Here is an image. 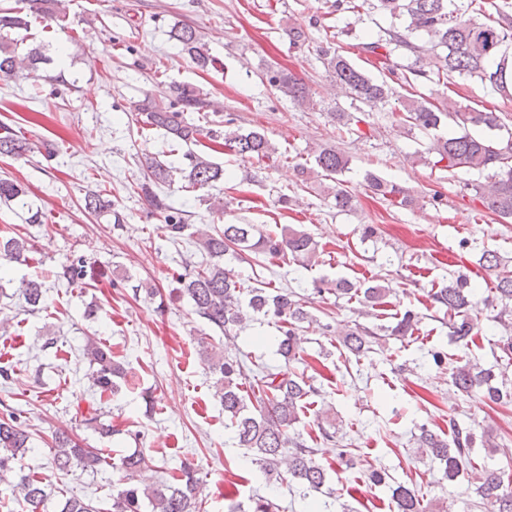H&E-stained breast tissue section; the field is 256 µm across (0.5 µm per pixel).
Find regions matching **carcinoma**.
<instances>
[{"label": "carcinoma", "instance_id": "cac0c4a2", "mask_svg": "<svg viewBox=\"0 0 512 512\" xmlns=\"http://www.w3.org/2000/svg\"><path fill=\"white\" fill-rule=\"evenodd\" d=\"M26 11L19 8L0 9V81L29 80L39 77V65L46 63L45 46L41 43L19 54L10 33L26 29L28 17L53 20L67 27L66 12L61 0H26ZM338 11L362 10L371 15L404 21V26H378L376 36L364 44L366 53L389 59L393 52L404 49L414 56L407 72L417 79L441 84L458 76L477 77L503 98H512V0H336ZM421 37L417 44L414 38ZM179 53L199 70L206 71L214 59L204 47L198 30L183 21H176L169 31ZM329 76L345 88L353 101L369 110L388 105L393 89L384 82H376L351 63L342 50L327 45L319 49ZM268 83L295 105L306 108L313 104L312 93L306 83L283 70L266 72ZM403 120L410 127L429 135L425 152L418 160L434 166L445 162L451 169L489 171L488 181L472 185L474 199L490 214L512 218V129L501 123L499 115L491 110L462 108L448 98L435 105L423 98L400 101ZM208 102L200 91L190 85L170 88V97L146 96L135 105V111L144 116V123L165 131L178 144H196L202 139L227 147L243 158H268L276 153L264 130H242L232 127L227 120L224 131L207 130L187 118L189 112H202ZM453 122L460 132L448 137L431 135L440 126ZM478 128L474 135L470 129ZM35 152L54 156L45 142L20 138L7 131L0 132V155L23 158ZM142 166L147 180L138 185L150 203L153 212L163 216L168 238L176 240L186 230L182 210L164 201L153 187L170 185L175 176L185 182L183 188L193 191L211 189L224 181V168L217 163L187 150L181 157L165 159L147 154ZM349 170V159L335 149L321 147L314 151V166L298 167L302 183L314 178L331 182L323 191L331 195L336 208L349 210L354 197L340 176ZM376 195L400 200L409 205L412 198L406 189L385 181L371 173L365 177ZM0 203L26 213L28 224L44 223L45 212L33 206L27 198L24 185L9 179H0ZM84 209L115 224L124 222V216L115 206L110 194L103 188L89 189L84 196ZM198 250L206 260L175 277L181 295L192 303L193 311L212 328L224 333L227 342L236 331L248 323L273 318L280 323L277 352L285 362L297 360L304 351L303 325L313 321L308 297L296 291L269 286L244 288L247 276L231 261L243 263L247 255L280 258L301 265L318 258V244L310 233L291 226L280 231H261L254 224H225L201 235ZM32 250L29 240L12 236L0 240V262H24ZM87 275L84 261L77 259L62 266L61 277L72 282ZM336 297L358 298L372 310L386 304L393 294L387 285L363 287L341 278L331 287L322 280H314L311 290L322 294L326 290ZM17 293L30 311L44 307L45 289L37 279L20 282ZM434 305L448 315V337L452 344L465 351L474 343L471 313L479 305L496 310L492 320L504 335L492 352L495 364L486 366L478 359H460L449 368L452 386L462 396L479 395L494 404L512 403V381L503 369V358L512 360V274L498 276L492 296L479 297L478 289L468 276L457 274L448 284L431 295ZM420 320L419 313L407 309L397 317L393 326L385 329L391 336H411ZM343 347L356 357L384 348L385 336L360 323L341 330ZM198 354L208 369L217 376L216 395L224 406V415L230 422L239 447L246 449L252 461L260 466L279 485H297L304 492L319 491L326 483V469L316 459L315 449L297 432L300 412L311 396H321L320 388L309 379L289 369L266 372L255 383L252 394L243 391L246 365L230 356H224L217 347L202 338ZM84 357L91 369L92 385L101 391L115 393L119 380L125 377L124 365L112 356V349L101 340L90 337L84 346ZM321 437L326 441L336 438V427L328 412L316 414ZM449 432H439L427 425L419 427L414 437L417 452L435 460L443 470V478L450 482L461 475H475L477 500L472 506L485 512H512V489L505 486V472L496 469L476 471L473 452L479 443L490 456H509L507 445L498 441L491 430L476 434L475 427L451 419ZM32 450L31 435L18 417L10 412L0 417V482L12 486L22 497L28 512H102L78 496L56 502L49 510L54 493L42 481L15 470V461ZM149 458L134 451L120 458V468L128 476L139 473ZM50 464L57 471L69 474L80 470L98 471L106 464L100 448H89L79 440L58 433L53 436ZM203 481L188 464L183 465L176 482L159 486L140 487L129 484L112 497V512H201ZM392 512H428V506L419 498L418 491L401 483L391 488Z\"/></svg>", "mask_w": 512, "mask_h": 512}]
</instances>
